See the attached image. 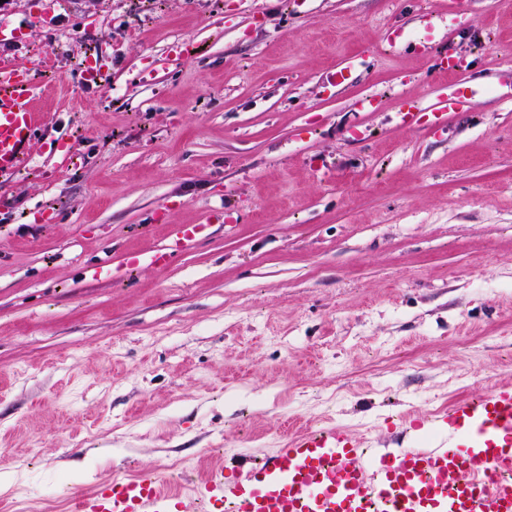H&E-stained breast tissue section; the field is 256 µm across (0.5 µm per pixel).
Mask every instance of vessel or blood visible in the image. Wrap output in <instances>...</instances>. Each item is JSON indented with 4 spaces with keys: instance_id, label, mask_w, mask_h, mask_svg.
I'll list each match as a JSON object with an SVG mask.
<instances>
[{
    "instance_id": "vessel-or-blood-1",
    "label": "vessel or blood",
    "mask_w": 512,
    "mask_h": 512,
    "mask_svg": "<svg viewBox=\"0 0 512 512\" xmlns=\"http://www.w3.org/2000/svg\"><path fill=\"white\" fill-rule=\"evenodd\" d=\"M36 95L29 70L0 61V186L31 160L41 127ZM206 230L180 227L148 264H166ZM399 419L438 436L428 446L374 453L345 427H307L259 462L211 466L191 494L146 469L100 480L73 512H512L511 381L447 410L409 409Z\"/></svg>"
}]
</instances>
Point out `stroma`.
Masks as SVG:
<instances>
[{
	"label": "stroma",
	"mask_w": 512,
	"mask_h": 512,
	"mask_svg": "<svg viewBox=\"0 0 512 512\" xmlns=\"http://www.w3.org/2000/svg\"><path fill=\"white\" fill-rule=\"evenodd\" d=\"M460 7L0 0L43 114L0 188V500L70 512L304 425L394 451L432 438L402 409L512 380V0ZM184 224L205 237L128 266Z\"/></svg>",
	"instance_id": "35a3bbf8"
}]
</instances>
